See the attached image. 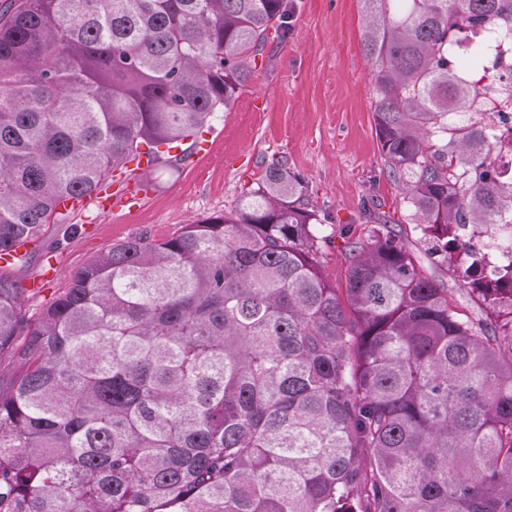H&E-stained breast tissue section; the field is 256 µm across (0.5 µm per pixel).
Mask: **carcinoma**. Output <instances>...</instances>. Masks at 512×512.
Listing matches in <instances>:
<instances>
[{
  "label": "carcinoma",
  "instance_id": "carcinoma-1",
  "mask_svg": "<svg viewBox=\"0 0 512 512\" xmlns=\"http://www.w3.org/2000/svg\"><path fill=\"white\" fill-rule=\"evenodd\" d=\"M385 170L462 310L390 219L341 229L277 159L223 213L130 238L35 318L0 272V512H512V163L458 40H512V0H360ZM287 0L0 6V253L67 223L114 169L177 170L250 76ZM181 148L178 155L170 150ZM471 248L477 255L491 264L497 262L512 261V249L506 244H501L494 236L488 233L480 237H473L469 242Z\"/></svg>",
  "mask_w": 512,
  "mask_h": 512
}]
</instances>
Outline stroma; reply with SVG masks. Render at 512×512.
<instances>
[{"mask_svg":"<svg viewBox=\"0 0 512 512\" xmlns=\"http://www.w3.org/2000/svg\"><path fill=\"white\" fill-rule=\"evenodd\" d=\"M288 6L287 38L271 39L252 61L247 85L214 122L204 152L179 171L157 170L138 208L103 212L91 204L71 213L68 223L50 226L28 263L9 268L18 280H44L23 299L28 313L55 300L71 272L112 245L143 233L166 240L183 225L232 209L275 158L304 178L310 203L333 224H360L368 206L420 242L380 157L360 0H288Z\"/></svg>","mask_w":512,"mask_h":512,"instance_id":"stroma-1","label":"stroma"}]
</instances>
